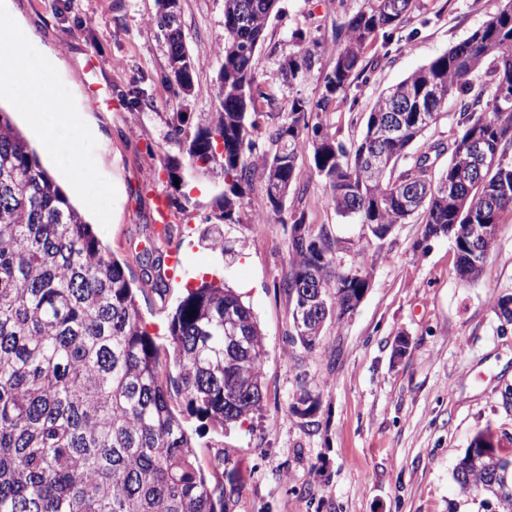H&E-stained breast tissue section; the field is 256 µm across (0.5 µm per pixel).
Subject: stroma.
<instances>
[{"label": "stroma", "instance_id": "obj_1", "mask_svg": "<svg viewBox=\"0 0 512 512\" xmlns=\"http://www.w3.org/2000/svg\"><path fill=\"white\" fill-rule=\"evenodd\" d=\"M179 25L194 63L195 92L169 78V48L158 0H0L40 48L54 55L51 94L81 120L82 173L93 204L75 205L133 282L135 304L161 354L172 351L169 321L188 290L223 279L252 309L267 352L262 407L220 428L191 416L180 396L171 408L192 437L210 483L223 486L226 512H486L483 493L461 492L453 469L474 436L494 435L512 456V323L501 311L512 296V215L504 214L478 280L462 279L452 242L424 238L417 219L384 239L325 202L312 149L296 160L294 187L280 213L262 217L261 183L224 226L230 251L201 240L221 222L224 178L210 173L175 183L166 157H184L218 102L224 0H179ZM361 0H278L253 67L260 113L253 131L288 112L293 98L318 106L335 56L336 29ZM501 0H416L391 42L365 53L368 81L354 100L332 102L317 120L348 144L360 138L379 94L466 39ZM323 44L315 75L288 85L279 65L298 37ZM186 121L173 134L171 121ZM178 199L167 240L157 241L153 196ZM305 215L339 239L336 262L368 269L369 286L341 321L325 323L311 348L291 339V224ZM178 251L180 265L162 288L142 282L152 244ZM404 355L395 356L398 337Z\"/></svg>", "mask_w": 512, "mask_h": 512}]
</instances>
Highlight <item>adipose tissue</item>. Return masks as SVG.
<instances>
[{
	"label": "adipose tissue",
	"mask_w": 512,
	"mask_h": 512,
	"mask_svg": "<svg viewBox=\"0 0 512 512\" xmlns=\"http://www.w3.org/2000/svg\"><path fill=\"white\" fill-rule=\"evenodd\" d=\"M33 40L19 22L10 14H0V89L27 90L36 106L31 107L27 119L57 164L76 173L75 193H83L85 182L79 177L81 159L76 151V141H62L57 131L62 127H76L77 122L67 111L64 101H42L41 96L50 88L55 58L43 54L32 57Z\"/></svg>",
	"instance_id": "adipose-tissue-1"
}]
</instances>
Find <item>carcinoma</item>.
Listing matches in <instances>:
<instances>
[{
    "mask_svg": "<svg viewBox=\"0 0 512 512\" xmlns=\"http://www.w3.org/2000/svg\"><path fill=\"white\" fill-rule=\"evenodd\" d=\"M414 0H364L336 31L335 63L323 80L328 107L357 88L364 51L379 36L389 43ZM277 0H224L219 103L212 124L198 130L185 160L167 167L192 175L224 174V222L260 179L258 211L282 210L296 160L312 147L326 203L372 228L422 216L424 238L453 242L456 267L477 278L500 216L512 212V0L468 38L390 87L373 103L362 137L345 145L295 98L269 124L266 148L252 138L249 108L253 58ZM169 67L193 87L186 44L166 35ZM301 50L280 73L288 84L314 74L321 45L298 37ZM459 114L458 135L423 141L448 100ZM400 129L395 139L384 135ZM497 155L476 171L473 148ZM448 166L434 174L436 160ZM224 255V229L203 233ZM336 244L299 215L291 224L292 273L284 288L299 305L320 291L316 323L354 312L351 298L368 285L336 287ZM142 281L165 287L149 261ZM176 375L143 328L130 280L81 213L40 163L37 152L0 109V512H224V490L196 464L191 436L170 407V388L187 410L223 427L256 411L262 399L263 337L250 307L229 288L203 283L178 304L170 323ZM463 492L481 491L498 512H512V460L499 456L492 434H478L457 463Z\"/></svg>",
    "mask_w": 512,
    "mask_h": 512,
    "instance_id": "1",
    "label": "carcinoma"
}]
</instances>
